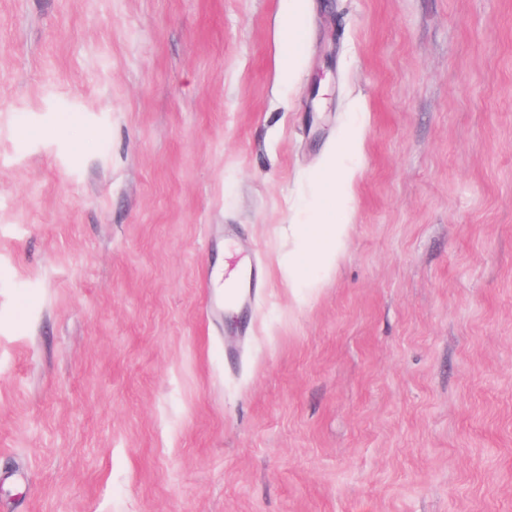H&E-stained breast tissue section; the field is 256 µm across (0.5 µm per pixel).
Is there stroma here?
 I'll list each match as a JSON object with an SVG mask.
<instances>
[{
	"mask_svg": "<svg viewBox=\"0 0 512 512\" xmlns=\"http://www.w3.org/2000/svg\"><path fill=\"white\" fill-rule=\"evenodd\" d=\"M285 5L0 0V512H512V0ZM301 42L300 27L289 28L284 33L283 50L279 58V68L284 75L285 83L293 82L296 64L299 60V45ZM322 183L325 202L335 211L336 205L340 208L345 202L346 196L351 192L352 185L348 174L336 169V156L328 160L322 173ZM312 226H317L318 236L326 244L325 247L311 248L316 233ZM348 224L336 222L335 217L321 224H304L300 230V236L305 244L304 248L295 256L292 263L288 266V281L293 285L298 279L307 282L309 288L315 286L314 278H304L301 274V268L306 263H318L321 267L329 266L336 260L337 247L348 232ZM311 248V249H310Z\"/></svg>",
	"mask_w": 512,
	"mask_h": 512,
	"instance_id": "obj_1",
	"label": "stroma"
}]
</instances>
